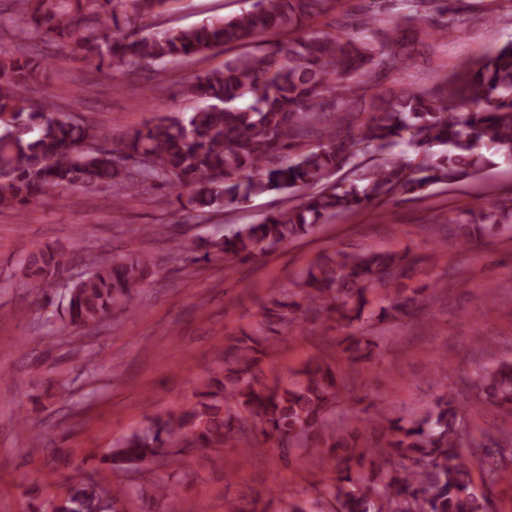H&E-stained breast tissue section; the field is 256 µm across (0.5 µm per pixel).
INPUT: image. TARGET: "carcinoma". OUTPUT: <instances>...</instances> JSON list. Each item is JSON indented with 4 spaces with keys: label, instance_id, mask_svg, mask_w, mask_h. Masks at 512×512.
<instances>
[{
    "label": "carcinoma",
    "instance_id": "cac0c4a2",
    "mask_svg": "<svg viewBox=\"0 0 512 512\" xmlns=\"http://www.w3.org/2000/svg\"><path fill=\"white\" fill-rule=\"evenodd\" d=\"M169 2L0 0V26L16 37L66 46L100 68L178 65L258 34L289 33L257 52L228 57L223 67L184 85L182 94L200 103L189 118L159 112L105 150L96 126L72 120L48 97L27 95L48 62L0 55L1 212L21 214L51 192L68 194L76 204L79 194L108 187L120 204L167 188L174 202L199 218L238 209L265 192L316 188L255 223L183 243L193 263L246 262L337 214L372 207L397 192L420 194L473 178L494 164L485 147L512 157V41L430 90H401L362 121L371 77L416 65L419 40L405 39L399 22L367 17L362 27L375 37L363 41L348 28L307 27L327 0H254L230 18L144 32L138 21L165 11ZM442 2L401 0L403 18L423 25L420 35L431 22L424 5L444 14ZM403 143L414 159L394 151ZM374 144L386 156L363 159ZM341 171L346 176L333 179ZM456 224L468 239L511 225L512 202H480ZM73 263L49 245L30 252L21 261L25 290L45 292ZM84 263L91 270L70 283L62 309L61 321L72 329L94 328L117 311L134 313L156 273L145 253L110 261L90 256ZM413 271L412 257L390 251L338 250L310 267L295 282L296 293L271 299L264 325L224 347V359L201 381L195 402L113 444L98 478L74 479L55 512H101L104 492L111 512H121L125 490L112 486V472L155 467L180 448L235 445L245 455L258 453L249 447L258 434L287 461L314 440L324 459L334 462L336 483L286 502L284 512H489L494 488L512 478L511 359L443 392L423 419L398 416L380 404L348 426L330 420L342 399L355 397V364L380 349L382 336L372 327L428 310L436 285L406 287ZM372 290L384 295L370 310ZM330 319L360 326L336 341V352L310 360L302 378L284 382L264 375L262 364L289 329L302 320ZM488 407L502 423L479 439L465 436L466 411ZM153 491L164 512H193L175 485L158 481Z\"/></svg>",
    "mask_w": 512,
    "mask_h": 512
}]
</instances>
